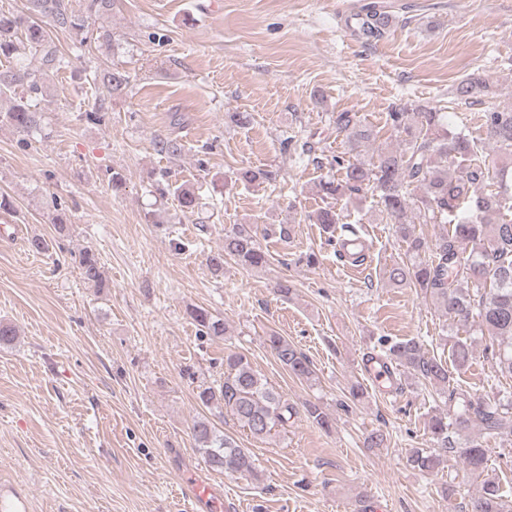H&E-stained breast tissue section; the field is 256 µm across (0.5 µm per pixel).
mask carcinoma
Returning <instances> with one entry per match:
<instances>
[{
  "label": "carcinoma",
  "instance_id": "obj_1",
  "mask_svg": "<svg viewBox=\"0 0 512 512\" xmlns=\"http://www.w3.org/2000/svg\"><path fill=\"white\" fill-rule=\"evenodd\" d=\"M389 20L387 12L373 5L355 19V27L361 36L377 40L386 33ZM49 25L81 36L79 47L85 46L87 18L75 13L66 0H27L23 11L0 12V60L20 65L27 80V95L20 96L15 74L9 69L0 72V97L12 99L10 107L0 111V122L19 132L28 133L39 125L35 99L42 92L44 72L69 67V60L49 36ZM84 79L109 97L128 84L126 74L114 70L95 71ZM454 97L469 105L488 100L480 115L482 137L450 131L448 117L432 108L399 105L389 118L400 147L380 150L368 163L336 157L342 178L321 182L319 191L328 200L369 191L375 194L394 232L407 243L406 260L386 270L389 282L414 284L452 322L466 324L474 316L480 319L488 331L485 351L494 362L495 373L512 377V218H508L512 212V99H497L491 78L478 71L456 84ZM333 123L351 154L376 139L375 130L355 112H338ZM486 142L499 152L498 161L490 162L482 155ZM169 191L182 211L191 213L198 207L193 190L179 185ZM410 212L420 224L448 223L451 231L429 244L414 234ZM311 220L332 232L339 214L328 203ZM226 255L251 268L263 267L269 261L251 224H235L224 232V249L209 257L214 274L223 272ZM79 269L84 280L102 281L100 260L94 252L80 254ZM189 316L201 335L224 336V319L209 310L197 307ZM266 342L295 377L308 380L313 376L309 359L295 344L275 333L266 336ZM385 360L413 373L448 395V402L456 403L457 411L430 418L433 447L413 449L409 465L429 474L451 455L469 474L483 478L473 512H512V501L505 500L498 483L483 477L488 467L487 449L471 436V431L478 430L512 447V397L457 401L449 390L447 364L429 355L415 338L390 344ZM196 399L208 410H219L221 416L229 411L242 428L260 439L287 425L295 415L288 398L270 387L245 356L232 350L224 353L222 380L199 387ZM191 433L197 451L211 469L258 478L251 453L225 434L213 418L198 417Z\"/></svg>",
  "mask_w": 512,
  "mask_h": 512
}]
</instances>
